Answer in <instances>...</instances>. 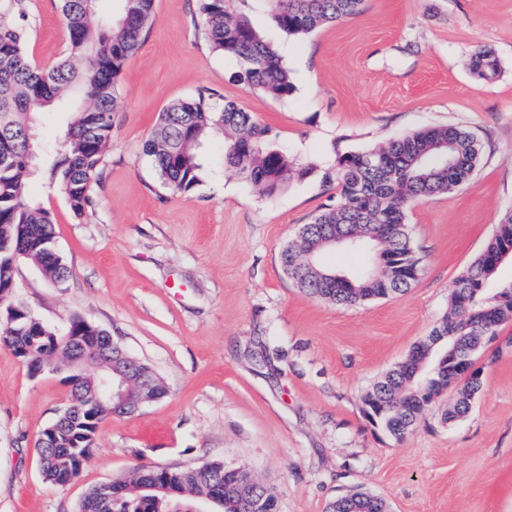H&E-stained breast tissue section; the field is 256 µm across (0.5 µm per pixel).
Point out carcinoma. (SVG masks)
Listing matches in <instances>:
<instances>
[{
	"instance_id": "obj_1",
	"label": "carcinoma",
	"mask_w": 512,
	"mask_h": 512,
	"mask_svg": "<svg viewBox=\"0 0 512 512\" xmlns=\"http://www.w3.org/2000/svg\"><path fill=\"white\" fill-rule=\"evenodd\" d=\"M99 0H60L69 32L66 59L44 69L26 50L24 0H0V266L18 257L39 267L53 283L63 280L46 251L55 237L50 214L29 204V186L39 179L31 151L36 149L33 125L38 116L66 106L73 114L52 170L59 173L56 188L76 216L90 203L89 192L99 181L104 151L112 136L120 103V79L126 61L141 46L153 19L154 0H118L112 26L96 21ZM279 28L290 37L357 14L363 0H267ZM199 11L212 51L234 58L240 68L235 78L264 95L282 99L294 89L276 50L233 7V0H199ZM472 70L489 80L499 61L488 49L472 55ZM209 134L224 138V165L259 187L267 196L277 193L294 176L304 177L310 167H297L288 155L268 143V129L235 101L223 104L204 97L180 98L159 113L155 129L143 145L162 184L173 193L191 191L202 181L200 152ZM449 145L453 166H443L441 145ZM481 162V145L473 133L448 125L409 133L376 149L346 155L322 179L339 190L340 201L323 208L302 225L281 251L288 276L309 295L341 306H354L406 291L415 279L412 268L422 269V258L408 232L409 204L417 198L447 194L471 178ZM360 235L363 251L377 269L354 278L321 263L309 265L305 253L326 239ZM512 248V208L502 214L495 233L477 258L459 276L450 299L448 317L432 333L426 369L414 374L397 365L364 394L384 409L375 419L397 439L403 438L433 403L426 393L433 370L445 355L476 356L498 337L500 327L512 320V283L502 286L493 300L485 298V284L494 274L493 261ZM12 305V328L0 326V342L10 347L28 369L45 371L67 367L71 346L4 290ZM91 366L69 375L73 398L67 405L82 415L55 433L56 447L38 449L43 478L63 486L80 472L96 443L99 424L107 418L86 396ZM483 380L460 383L445 420L465 417L482 390ZM112 499L92 489L80 512H190L197 503L212 500L213 512H249L237 501L236 488L224 474V464L211 463L205 471L144 468L128 481L110 483ZM384 501L364 492L336 498L330 512H381Z\"/></svg>"
}]
</instances>
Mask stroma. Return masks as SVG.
<instances>
[{"label":"stroma","mask_w":512,"mask_h":512,"mask_svg":"<svg viewBox=\"0 0 512 512\" xmlns=\"http://www.w3.org/2000/svg\"><path fill=\"white\" fill-rule=\"evenodd\" d=\"M30 58L49 68L69 34L58 0H26ZM245 12L281 54L295 89L272 99L237 82L235 59L211 51L197 0H155L153 22L121 76V104L92 203L75 218L42 179L29 192L49 212L70 274L49 283L27 261L15 297L43 323L82 318L150 366L165 396L99 427L79 475L44 480L34 443L69 404L61 376L31 377L0 344V512H78L92 488L138 466L241 467L274 488L277 512H326L367 492L389 512H512V322L477 360L483 387L469 414L443 420L441 393L403 439L373 426L365 392L447 315L455 280L512 207V0H364L361 11L287 37L260 0ZM494 52L498 75L470 68ZM211 91L235 101L311 174L273 196L224 166L185 194L161 183L142 144L172 100ZM455 125L484 146L451 193L412 203L408 230L423 271L405 293L355 306L307 295L279 254L335 204L322 173L339 158L414 130ZM471 63L473 72L485 80L492 79L499 71V61L488 49L475 51Z\"/></svg>","instance_id":"stroma-1"}]
</instances>
